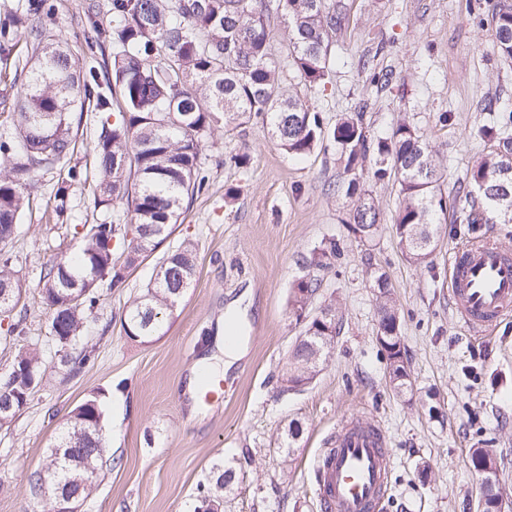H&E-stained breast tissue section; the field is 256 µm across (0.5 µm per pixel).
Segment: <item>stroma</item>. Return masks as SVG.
Wrapping results in <instances>:
<instances>
[{"instance_id":"stroma-1","label":"stroma","mask_w":512,"mask_h":512,"mask_svg":"<svg viewBox=\"0 0 512 512\" xmlns=\"http://www.w3.org/2000/svg\"><path fill=\"white\" fill-rule=\"evenodd\" d=\"M342 20L330 43L325 86L305 85L292 70L283 91L319 111L327 125L346 112L365 114L370 141L409 121L437 151L441 188L451 201L432 254L420 264L402 252L392 228L396 181L361 178L380 211L371 237L350 227L358 202L339 190L346 158L319 148L303 160L282 150L266 126L216 129L201 153L207 192L186 203L161 248L136 261L125 282L100 285V302L84 329L95 360L78 374L59 365L49 314L36 288L42 267L81 243L94 222L90 186L71 191L74 220L57 223L47 208L57 171L38 176V202L17 226L7 250L23 285L26 342L47 366L29 404L0 426V512H48L28 492L72 410L97 395L104 411V453L81 512H201L198 483L233 479L221 512H323L314 465L327 438L348 417L377 424L393 465L382 512H475L480 479L474 448L490 449L498 487L512 502V315L488 335L469 334L448 303V255L473 235L493 234L512 252V224H461L469 206L465 174L486 152L479 126L512 114V59L496 49L491 13L500 0H327ZM390 73L389 84L373 74ZM235 153L248 168L226 166ZM342 256L321 272L311 308L335 305L340 332L327 362L308 385L281 393L276 382L302 326L288 318L302 262L322 242ZM197 247V275L158 336L125 335L121 319L155 273L163 254L184 241ZM379 267L393 287L404 360L413 390L400 395L377 340ZM242 336L240 358L200 413L185 393L198 362L216 351L228 312Z\"/></svg>"}]
</instances>
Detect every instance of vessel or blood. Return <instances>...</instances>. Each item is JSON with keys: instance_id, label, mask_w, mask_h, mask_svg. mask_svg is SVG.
Masks as SVG:
<instances>
[{"instance_id": "1", "label": "vessel or blood", "mask_w": 512, "mask_h": 512, "mask_svg": "<svg viewBox=\"0 0 512 512\" xmlns=\"http://www.w3.org/2000/svg\"><path fill=\"white\" fill-rule=\"evenodd\" d=\"M449 294L458 322L473 335L493 331L512 314V254L493 235L470 241L448 259ZM392 456L381 431L341 423L316 471L324 512H376L387 493Z\"/></svg>"}]
</instances>
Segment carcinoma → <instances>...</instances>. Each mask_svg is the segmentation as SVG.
<instances>
[{
  "instance_id": "obj_1",
  "label": "carcinoma",
  "mask_w": 512,
  "mask_h": 512,
  "mask_svg": "<svg viewBox=\"0 0 512 512\" xmlns=\"http://www.w3.org/2000/svg\"><path fill=\"white\" fill-rule=\"evenodd\" d=\"M288 19V66L312 87L331 73L329 41L336 31V12L327 0H109L107 15L100 4L87 5L88 50L112 45L111 63L81 65L84 50L56 37L47 22L56 5L51 0H19L0 21V64L9 66L19 85L12 132L0 135V244L7 243L25 212L32 208V189L39 171L59 170L47 205L66 223L74 185L92 182L93 206L112 215L82 225L77 251L46 264L37 288L49 311V327H59L67 343L65 366L76 373L93 359V351L76 349L85 323L100 300L98 283L113 287L125 281L127 269L153 252L173 232L183 203L205 192L209 175L201 152L218 125L234 130L253 121L267 126L281 149L307 156L326 143L347 156L353 172L374 151L371 177L396 176L400 205L395 233L406 256L424 262L433 250L448 196L440 188V161L423 135L403 122L390 138L370 148L363 113L324 126L319 112L299 97L278 89L282 62L270 52L267 18L270 9ZM496 46L512 58V11L498 8L493 17ZM120 102H114L113 88ZM118 116H112L114 105ZM86 112L97 114V135L85 163L72 162L78 130ZM486 154L467 172L470 194L478 206L463 212L462 224H512V137L482 126ZM379 211L367 199L353 214L355 230L370 236ZM336 241L321 244L303 260L306 269H324L336 262ZM196 275V249L190 242L163 256L156 276L127 306L123 329L130 338L159 335L166 313L177 306ZM376 288L380 325L395 330L397 306L385 273L370 274ZM319 279H298L289 301V318H307V340H298L280 375L282 392L309 384L333 349L339 333L336 308L310 316ZM11 303L0 313H13L22 284L11 256L0 249V292ZM387 352L395 392L406 393L405 363L399 342L381 341ZM46 367L36 349L21 344L6 368L0 369V403L12 405L9 418L26 407L43 384ZM103 412L96 398L78 405L55 447L69 455L48 453L43 472L29 479L31 497L39 498L42 475L57 478L62 492L81 496L92 491L102 449L95 441ZM224 476L197 485L205 512H218Z\"/></svg>"
}]
</instances>
